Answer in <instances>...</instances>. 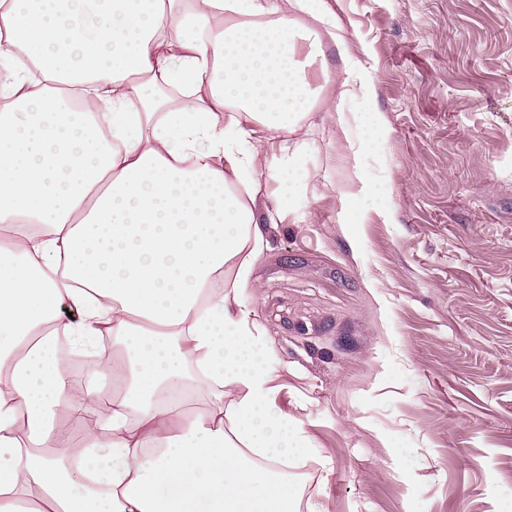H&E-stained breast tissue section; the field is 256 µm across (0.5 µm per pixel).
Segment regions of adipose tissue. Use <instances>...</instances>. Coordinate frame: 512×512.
<instances>
[{
  "label": "adipose tissue",
  "instance_id": "obj_1",
  "mask_svg": "<svg viewBox=\"0 0 512 512\" xmlns=\"http://www.w3.org/2000/svg\"><path fill=\"white\" fill-rule=\"evenodd\" d=\"M325 40L342 128L374 84L328 0H0V512H296L288 468L322 451L245 292ZM104 331L112 386L73 400L57 337Z\"/></svg>",
  "mask_w": 512,
  "mask_h": 512
}]
</instances>
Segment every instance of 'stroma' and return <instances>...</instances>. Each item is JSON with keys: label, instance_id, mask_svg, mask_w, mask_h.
Instances as JSON below:
<instances>
[{"label": "stroma", "instance_id": "stroma-1", "mask_svg": "<svg viewBox=\"0 0 512 512\" xmlns=\"http://www.w3.org/2000/svg\"><path fill=\"white\" fill-rule=\"evenodd\" d=\"M370 51L348 132L315 108L306 193L246 292L324 450L301 512H512V0H330ZM367 223L337 220L366 112Z\"/></svg>", "mask_w": 512, "mask_h": 512}]
</instances>
